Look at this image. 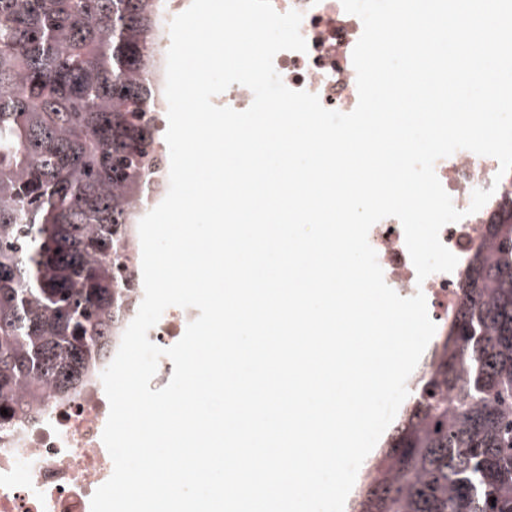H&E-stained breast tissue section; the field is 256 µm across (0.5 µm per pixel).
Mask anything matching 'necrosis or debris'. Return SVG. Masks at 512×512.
I'll return each mask as SVG.
<instances>
[{"label":"necrosis or debris","instance_id":"1","mask_svg":"<svg viewBox=\"0 0 512 512\" xmlns=\"http://www.w3.org/2000/svg\"><path fill=\"white\" fill-rule=\"evenodd\" d=\"M280 13H301L304 52L285 50L273 64L284 84L318 96L328 109L348 113L358 103L352 52L363 32L359 17L347 13L341 0H271ZM498 160L460 149L437 160L434 170L459 221L440 232L444 246L458 258L453 272H437L418 280L398 219L375 223L368 241L377 253L386 283L408 298L423 292L437 335L448 332L457 288L469 259L481 243L486 224L500 206L512 200V171L500 173ZM492 190L489 201L470 212L474 190ZM197 309L173 306L165 310L148 338L162 348L176 344ZM110 405L101 379L89 380L74 399L45 402L38 423H20L0 435V512H89L95 491L113 472L102 441Z\"/></svg>","mask_w":512,"mask_h":512}]
</instances>
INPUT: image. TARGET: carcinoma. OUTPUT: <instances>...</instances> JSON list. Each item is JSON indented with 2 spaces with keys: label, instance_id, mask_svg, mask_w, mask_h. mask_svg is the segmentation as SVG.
<instances>
[{
  "label": "carcinoma",
  "instance_id": "obj_1",
  "mask_svg": "<svg viewBox=\"0 0 512 512\" xmlns=\"http://www.w3.org/2000/svg\"><path fill=\"white\" fill-rule=\"evenodd\" d=\"M167 0H0V432L112 361L164 197ZM351 512H512V211L487 225L416 404Z\"/></svg>",
  "mask_w": 512,
  "mask_h": 512
}]
</instances>
